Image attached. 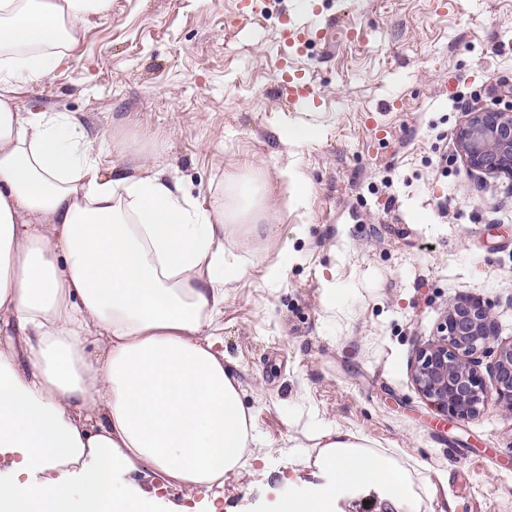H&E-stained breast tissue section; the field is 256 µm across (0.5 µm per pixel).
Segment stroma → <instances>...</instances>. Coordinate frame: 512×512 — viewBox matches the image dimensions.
I'll return each mask as SVG.
<instances>
[{"mask_svg": "<svg viewBox=\"0 0 512 512\" xmlns=\"http://www.w3.org/2000/svg\"><path fill=\"white\" fill-rule=\"evenodd\" d=\"M112 0L21 110L77 112L92 139L171 165L202 207L233 174L266 188L268 230L233 226L243 275L221 349L264 448L224 491L135 478L163 512H268L323 483L308 435L338 428L409 461L429 512H512V417L452 421L417 391L418 349L450 303L489 304L512 341V180L467 171L454 132L472 105L512 103V0ZM320 25L288 52L316 102L277 88L288 21ZM317 128L304 145L287 129ZM307 185L294 202L283 171ZM293 256L281 281L264 269Z\"/></svg>", "mask_w": 512, "mask_h": 512, "instance_id": "obj_1", "label": "stroma"}]
</instances>
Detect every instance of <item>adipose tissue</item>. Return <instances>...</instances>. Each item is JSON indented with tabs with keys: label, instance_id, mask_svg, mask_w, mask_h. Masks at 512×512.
Listing matches in <instances>:
<instances>
[{
	"label": "adipose tissue",
	"instance_id": "ef3b65f1",
	"mask_svg": "<svg viewBox=\"0 0 512 512\" xmlns=\"http://www.w3.org/2000/svg\"><path fill=\"white\" fill-rule=\"evenodd\" d=\"M111 12L112 0H0V318L19 339L0 347V512H161L114 490V472L210 490L262 446L218 346L242 275L224 240L259 224L263 187L233 180L228 201L202 208L169 166L125 168L129 148L109 159L77 115L15 104ZM314 440L334 480L288 490L274 512H335L366 486L422 512L428 485L401 460L339 429ZM47 469L57 478L37 483Z\"/></svg>",
	"mask_w": 512,
	"mask_h": 512
}]
</instances>
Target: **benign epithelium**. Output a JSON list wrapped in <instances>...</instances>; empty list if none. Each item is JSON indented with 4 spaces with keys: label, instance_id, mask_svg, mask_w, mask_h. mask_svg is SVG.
Masks as SVG:
<instances>
[{
    "label": "benign epithelium",
    "instance_id": "obj_1",
    "mask_svg": "<svg viewBox=\"0 0 512 512\" xmlns=\"http://www.w3.org/2000/svg\"><path fill=\"white\" fill-rule=\"evenodd\" d=\"M458 151L470 172L512 180V107H481L466 113L455 131ZM492 355L489 389L480 370ZM418 392L453 420L478 416L496 394L499 407L512 413V342L496 343L491 308L478 299L448 306L434 340L415 357Z\"/></svg>",
    "mask_w": 512,
    "mask_h": 512
}]
</instances>
